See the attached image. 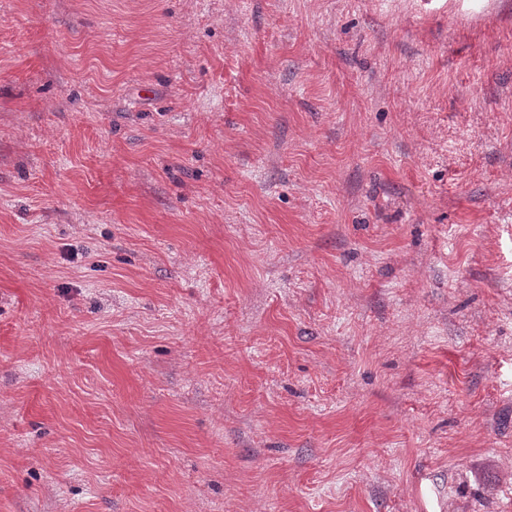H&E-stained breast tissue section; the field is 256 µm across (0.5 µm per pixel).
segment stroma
Instances as JSON below:
<instances>
[{
	"label": "stroma",
	"mask_w": 512,
	"mask_h": 512,
	"mask_svg": "<svg viewBox=\"0 0 512 512\" xmlns=\"http://www.w3.org/2000/svg\"><path fill=\"white\" fill-rule=\"evenodd\" d=\"M0 512H512V0H0Z\"/></svg>",
	"instance_id": "1"
}]
</instances>
